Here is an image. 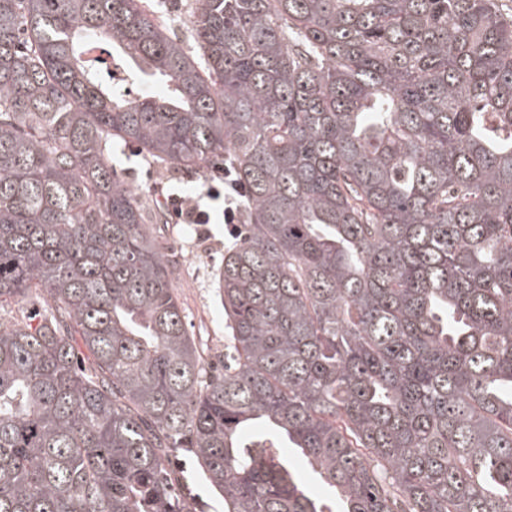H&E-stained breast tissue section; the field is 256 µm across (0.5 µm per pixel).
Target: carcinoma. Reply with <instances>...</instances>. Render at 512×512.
<instances>
[{"instance_id": "carcinoma-1", "label": "carcinoma", "mask_w": 512, "mask_h": 512, "mask_svg": "<svg viewBox=\"0 0 512 512\" xmlns=\"http://www.w3.org/2000/svg\"><path fill=\"white\" fill-rule=\"evenodd\" d=\"M196 2L0 0V512H512V13ZM110 141L245 185L224 353ZM162 1L159 10L167 17L176 35L186 40L188 32L186 24H188L190 11L195 7V0H156Z\"/></svg>"}]
</instances>
